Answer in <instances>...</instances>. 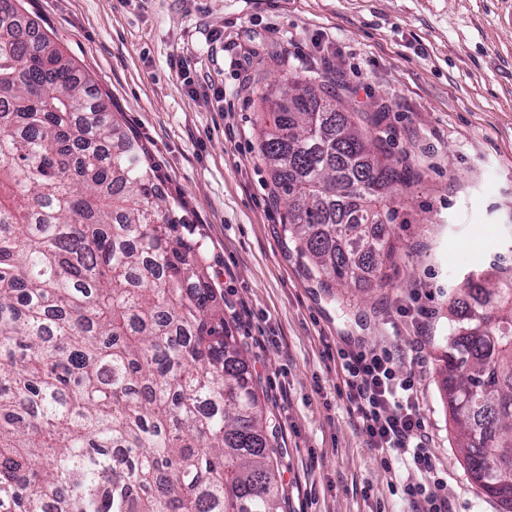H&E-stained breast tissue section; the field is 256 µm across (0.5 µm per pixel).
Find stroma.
I'll use <instances>...</instances> for the list:
<instances>
[{
    "label": "stroma",
    "instance_id": "stroma-1",
    "mask_svg": "<svg viewBox=\"0 0 512 512\" xmlns=\"http://www.w3.org/2000/svg\"><path fill=\"white\" fill-rule=\"evenodd\" d=\"M21 5L149 146L162 194L184 202L265 408L283 512H409L346 409L340 347L420 361L421 420L455 512H500L465 469L438 354L467 278L512 274V0ZM292 75L345 84L356 111L385 108L380 135L408 172L382 286L322 288L286 230L256 125L262 93ZM415 300L418 321L403 312Z\"/></svg>",
    "mask_w": 512,
    "mask_h": 512
}]
</instances>
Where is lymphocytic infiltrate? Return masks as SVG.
<instances>
[{
  "mask_svg": "<svg viewBox=\"0 0 512 512\" xmlns=\"http://www.w3.org/2000/svg\"><path fill=\"white\" fill-rule=\"evenodd\" d=\"M336 363L344 375L348 410L368 446L382 460L406 471L431 474V485L391 481L389 489L410 512H453L446 482L437 475L435 457L421 421L416 384L419 373L391 350L338 349Z\"/></svg>",
  "mask_w": 512,
  "mask_h": 512,
  "instance_id": "obj_1",
  "label": "lymphocytic infiltrate"
}]
</instances>
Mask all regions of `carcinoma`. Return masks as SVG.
I'll return each instance as SVG.
<instances>
[{
  "instance_id": "cac0c4a2",
  "label": "carcinoma",
  "mask_w": 512,
  "mask_h": 512,
  "mask_svg": "<svg viewBox=\"0 0 512 512\" xmlns=\"http://www.w3.org/2000/svg\"><path fill=\"white\" fill-rule=\"evenodd\" d=\"M258 151L326 288L396 257L403 174L293 80ZM146 148L18 0H0V512H281L249 366ZM443 398L471 479L512 512V277L450 308Z\"/></svg>"
}]
</instances>
